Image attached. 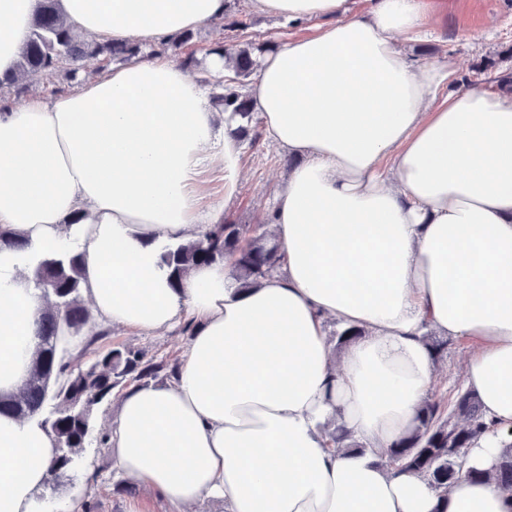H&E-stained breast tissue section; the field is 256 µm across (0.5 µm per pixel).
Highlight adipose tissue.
Instances as JSON below:
<instances>
[{
  "label": "adipose tissue",
  "mask_w": 512,
  "mask_h": 512,
  "mask_svg": "<svg viewBox=\"0 0 512 512\" xmlns=\"http://www.w3.org/2000/svg\"><path fill=\"white\" fill-rule=\"evenodd\" d=\"M317 31L267 53L248 88L292 165L277 195L281 273L231 288L228 263L171 288L159 249L205 231L204 182L232 196L240 147L180 63L136 58L44 100L0 110V398L29 375L45 301L34 257L84 256L97 323L191 336L173 382L120 400L115 467L177 508L225 512H512L471 471L512 451V96L453 90L450 61L405 58L423 0H252ZM41 0H0V75L13 72ZM84 39L156 45L221 18L227 0H58ZM82 221L69 225L73 215ZM363 334L333 355L326 318ZM468 341L464 392L485 430L440 499L383 463L433 386L423 337ZM340 428L360 451L333 445ZM55 452L34 419L0 414V512H38Z\"/></svg>",
  "instance_id": "adipose-tissue-1"
}]
</instances>
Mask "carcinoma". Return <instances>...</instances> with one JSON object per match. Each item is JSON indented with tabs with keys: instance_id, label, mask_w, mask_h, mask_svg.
<instances>
[{
	"instance_id": "obj_1",
	"label": "carcinoma",
	"mask_w": 512,
	"mask_h": 512,
	"mask_svg": "<svg viewBox=\"0 0 512 512\" xmlns=\"http://www.w3.org/2000/svg\"><path fill=\"white\" fill-rule=\"evenodd\" d=\"M142 54L139 45L123 41L81 40L56 7V0H41L16 71L0 76V105L25 94L46 75L62 74L68 80L94 63L127 62ZM207 54L225 59L234 77L212 96L224 112L229 134L238 142L256 145L261 139V121L250 100L233 87L251 76L257 66L248 49L217 43ZM263 224L210 225L198 238L167 248L161 255L169 284L181 285L184 275L199 264L230 262V279L247 290L282 268L284 250ZM83 257L70 251L48 253L37 263L33 287L45 300L37 332L29 377L9 399H0V413L19 418L39 416L41 425L55 440L57 452L48 467L45 487L56 486L75 465L91 440L108 448L109 433L96 429L98 410L112 396L132 385L165 384L176 379L180 364L149 355L144 349L116 345L101 349L98 343L110 335L108 326L93 323L82 295ZM64 320L83 338L80 353L68 363L55 356L58 320ZM60 374L67 381L50 389ZM485 428L475 399L458 393L449 405L428 398L421 407L418 424L385 452L387 463L428 478L441 497L464 466L466 449ZM492 479L512 495V455L502 459Z\"/></svg>"
}]
</instances>
